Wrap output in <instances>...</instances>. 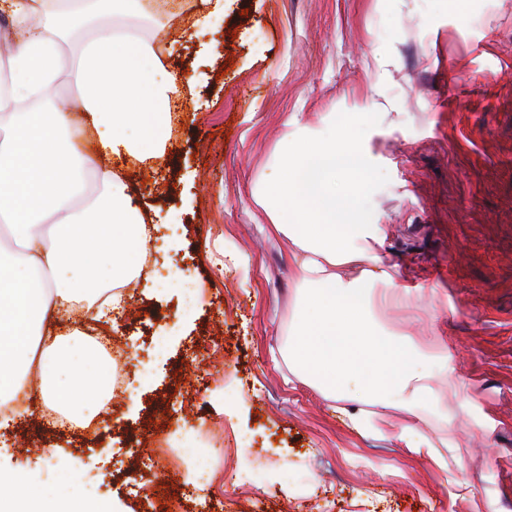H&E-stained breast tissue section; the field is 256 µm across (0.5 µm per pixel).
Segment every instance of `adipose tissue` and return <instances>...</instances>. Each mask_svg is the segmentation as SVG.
Listing matches in <instances>:
<instances>
[{"label":"adipose tissue","mask_w":512,"mask_h":512,"mask_svg":"<svg viewBox=\"0 0 512 512\" xmlns=\"http://www.w3.org/2000/svg\"><path fill=\"white\" fill-rule=\"evenodd\" d=\"M3 10L16 35L0 81V225L8 238L0 243V405L26 388L36 368L45 406L82 422L109 395L111 361L80 329L54 335L48 325L77 307L83 321L111 328L147 226L121 168L99 158L161 144L177 80L140 28L156 16L155 0H71L50 13L38 0H0ZM77 24L88 26V38L79 52L65 53ZM65 85L76 89L72 107L25 108ZM90 133L97 148L87 152L81 144ZM277 153L260 197L301 291L290 359L327 396L388 403L407 418V447L432 448L412 422L436 410L433 358L372 312L396 304L398 281L381 260L378 227L364 208L363 156L322 134L284 136ZM88 174L96 181L90 195ZM378 284L385 290L377 295ZM0 512L117 510L80 491L75 478L45 492L19 469L0 472Z\"/></svg>","instance_id":"obj_1"}]
</instances>
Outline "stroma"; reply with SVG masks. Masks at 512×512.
I'll list each match as a JSON object with an SVG mask.
<instances>
[{
  "label": "stroma",
  "mask_w": 512,
  "mask_h": 512,
  "mask_svg": "<svg viewBox=\"0 0 512 512\" xmlns=\"http://www.w3.org/2000/svg\"><path fill=\"white\" fill-rule=\"evenodd\" d=\"M201 16L156 18L158 59L189 86L164 154L122 163L148 222L184 227L157 246L194 311L141 279L118 335L132 355L172 331L154 382L90 435L43 423L33 399L0 423V470L52 490L70 466L120 512H512V0H224ZM295 118L361 133L366 213L408 287L378 317L437 357L442 417L418 424L435 454L349 420L396 411L293 373L297 280L259 189ZM187 436L204 444L197 485Z\"/></svg>",
  "instance_id": "35a3bbf8"
}]
</instances>
